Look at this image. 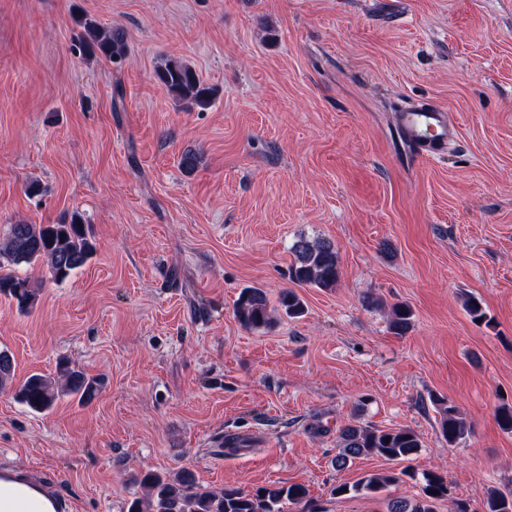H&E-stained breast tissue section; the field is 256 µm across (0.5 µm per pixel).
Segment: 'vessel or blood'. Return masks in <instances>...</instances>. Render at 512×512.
I'll list each match as a JSON object with an SVG mask.
<instances>
[{
	"instance_id": "vessel-or-blood-1",
	"label": "vessel or blood",
	"mask_w": 512,
	"mask_h": 512,
	"mask_svg": "<svg viewBox=\"0 0 512 512\" xmlns=\"http://www.w3.org/2000/svg\"><path fill=\"white\" fill-rule=\"evenodd\" d=\"M394 126L402 140L423 160L441 159L459 131L448 111L429 101H413L400 106Z\"/></svg>"
}]
</instances>
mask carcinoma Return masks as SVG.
<instances>
[{"instance_id": "obj_1", "label": "carcinoma", "mask_w": 512, "mask_h": 512, "mask_svg": "<svg viewBox=\"0 0 512 512\" xmlns=\"http://www.w3.org/2000/svg\"><path fill=\"white\" fill-rule=\"evenodd\" d=\"M80 26L83 31L78 42L83 53L110 61L124 57L125 43L119 31L88 18L82 20ZM155 75L174 99L202 109L210 104L211 90L200 81L196 71L182 61L161 60ZM289 251L294 258L289 268L291 279L321 290L336 287L340 279V261L330 240L300 236ZM95 253L96 247L86 224L76 212L57 224H11L5 237L0 238V295L15 301L20 310H29L37 304L41 286L28 277L16 275L12 267L40 262L52 278L62 281L83 267ZM278 304L277 308L270 306L264 289L247 286L241 290L234 312L241 325L253 331L270 328L279 309L290 318L305 314V302L291 289L280 292ZM464 308L472 320L479 319L487 326L491 324L478 298H466ZM413 322L414 312L407 304L395 303L390 307L392 333L405 335ZM13 375V359L1 350L0 389L12 383ZM101 386L100 378L62 362L53 376L38 372L29 375L14 390V397L28 409L42 413L51 410L65 397L87 404L95 398ZM439 406L440 430L448 444L454 445L465 439L471 433V426L460 417L457 407L443 402ZM336 448L334 464L339 470L361 456L378 455L393 462L409 460L418 454L421 442L411 429H382L357 422L338 429ZM404 476L413 480L416 474L407 468L394 474H373L353 485L340 484L334 492L338 496L376 494ZM422 476L424 486L420 497L393 499L388 504V512H437L436 504L448 498L446 476L434 471L424 472ZM138 482L143 493L126 505V512H280L279 506L284 502L303 505V512H318L312 505L308 489L302 484H272L253 491L237 486L209 489L197 482L189 468L168 475L147 471L140 474ZM482 512H512V492L490 491L483 502Z\"/></svg>"}]
</instances>
